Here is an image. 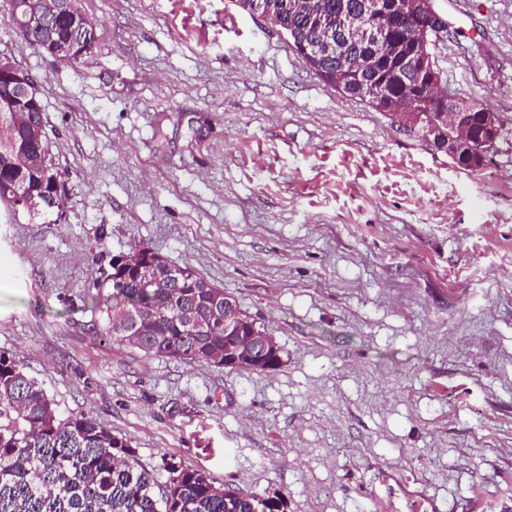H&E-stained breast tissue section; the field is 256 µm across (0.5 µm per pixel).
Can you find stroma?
I'll return each instance as SVG.
<instances>
[{
	"label": "stroma",
	"instance_id": "1",
	"mask_svg": "<svg viewBox=\"0 0 512 512\" xmlns=\"http://www.w3.org/2000/svg\"><path fill=\"white\" fill-rule=\"evenodd\" d=\"M443 88L500 120L481 167L325 84L234 0H81L99 49L41 82L57 223L0 204V352L59 417L283 512H512V0H433ZM143 246L223 288L269 373L101 333L97 285Z\"/></svg>",
	"mask_w": 512,
	"mask_h": 512
}]
</instances>
